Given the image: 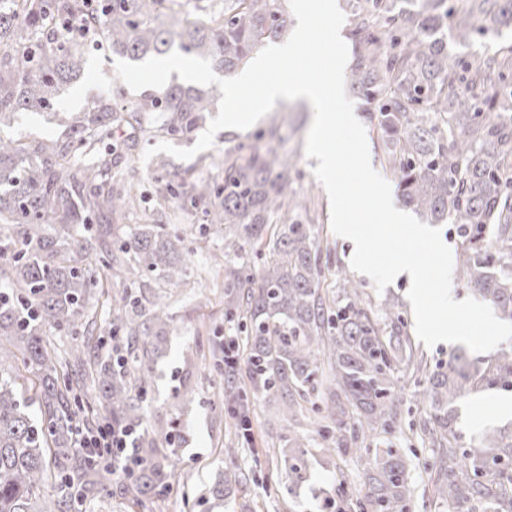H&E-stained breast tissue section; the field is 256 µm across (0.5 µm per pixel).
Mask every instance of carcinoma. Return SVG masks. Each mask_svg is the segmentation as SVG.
<instances>
[{
    "instance_id": "cac0c4a2",
    "label": "carcinoma",
    "mask_w": 512,
    "mask_h": 512,
    "mask_svg": "<svg viewBox=\"0 0 512 512\" xmlns=\"http://www.w3.org/2000/svg\"><path fill=\"white\" fill-rule=\"evenodd\" d=\"M0 0V127L20 112H46L64 127L56 139L0 137V512H83L110 492L113 463L122 456L124 495L136 505L172 485L179 462L169 423L147 424L143 402L154 383L155 359L166 347L171 317L164 304L143 311L126 287L109 303L112 357L84 340L62 357L49 333L78 339L88 305L112 281H130V268L177 287L187 265L184 232L139 224L128 234L112 223L125 215L132 173L122 155L147 134L190 137L214 109L207 92L178 84L124 102L125 89L78 111L58 112L61 88L86 64V43L62 24L80 15L112 54L132 60L172 51L211 60L231 76L267 43L291 31L286 0ZM350 16L353 60L345 85L380 135L386 163L399 178L405 205L432 224L451 221L461 242L466 286L512 321V119L491 118L512 100V49L481 61L455 57L482 32L477 16L512 23V0H471L460 11L449 0H343ZM478 88L496 96L481 100ZM442 113L441 122L430 113ZM226 152L223 183L190 189L173 180L166 196L203 207L208 224L224 226V309L244 334L245 369L224 357L227 397L244 374L253 393L280 403V439L288 479L305 478L308 441L295 425L309 418L324 456L348 457L364 494L339 480L325 506L335 512H406L414 497L408 461L378 438L400 420L398 374L426 382L428 409L410 427L433 452L434 499L448 512H512V431L485 434L464 448L456 405L480 390L512 391V347L474 366L462 354L430 365L413 345L399 302L380 304L372 318L361 285L347 277L322 288L321 251L312 225L291 204V161L272 124ZM118 249H113L115 243ZM252 251L257 271L243 259ZM98 388L90 398L79 380ZM36 399L23 396V381ZM131 431L117 452L79 447L80 430ZM208 494L214 498L245 475L230 467ZM55 497L40 503L47 485Z\"/></svg>"
}]
</instances>
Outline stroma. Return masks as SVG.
<instances>
[{"label": "stroma", "instance_id": "obj_1", "mask_svg": "<svg viewBox=\"0 0 512 512\" xmlns=\"http://www.w3.org/2000/svg\"><path fill=\"white\" fill-rule=\"evenodd\" d=\"M116 63L108 47L91 48L84 73L63 94L60 110L75 111L109 94L117 81ZM275 109L279 120L288 127L285 149L292 162V187L297 201L308 206L303 220L317 230L324 256L322 279L325 288L331 289L340 274L352 272L354 244L332 232L329 198L313 174V160L307 159L304 152L313 109L310 103L299 99L280 101ZM253 143L252 130L224 129L216 134L209 150L188 160L172 159V170L189 183L198 179L219 183L224 177L226 151L239 144ZM142 156L138 150L123 159L137 183L136 206L127 216V224L176 225L185 230L190 249L188 284L173 292L168 350L157 365L152 398L144 405L149 421L172 420L180 437V464L173 489L154 503L152 512H193L195 505L186 496L200 494L210 487L218 468L224 465V445L234 430L233 405L225 401L223 388L212 382L224 364V343L236 333L235 322L224 315V275L209 264L210 254L224 247V232L205 223L202 209L186 210L179 198L159 197L155 163L143 161ZM397 385L403 398L401 423L392 434L382 436L381 441L419 451L418 457L410 461V476L416 486L410 512H448L447 504L433 500L428 491L432 472L422 461L430 457L431 451L421 447L408 429L409 423L418 421L425 410L424 385L404 374L399 375ZM184 390L189 391V399L175 402L174 392ZM248 400L253 406L250 418L254 440L246 444L237 458L247 477L225 496L224 505L217 512H326L324 492L333 491L340 476H355L352 462L343 461L336 469L328 467L318 450H311L307 478L290 493L278 490L276 480L253 476L255 457L278 441V402L263 394L249 395ZM476 417L488 427L512 426V420L502 418L485 393L471 394L458 407V425L465 442L479 439L478 432L468 428Z\"/></svg>", "mask_w": 512, "mask_h": 512}]
</instances>
